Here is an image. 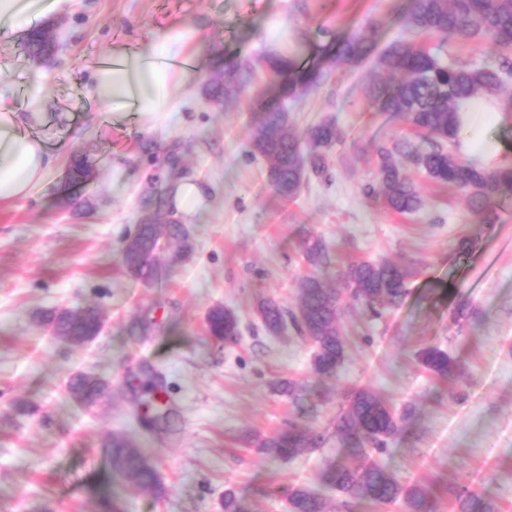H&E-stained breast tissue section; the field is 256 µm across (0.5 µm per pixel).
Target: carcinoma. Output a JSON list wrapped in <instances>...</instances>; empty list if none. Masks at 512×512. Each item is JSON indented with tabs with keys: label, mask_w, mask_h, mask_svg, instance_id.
<instances>
[{
	"label": "carcinoma",
	"mask_w": 512,
	"mask_h": 512,
	"mask_svg": "<svg viewBox=\"0 0 512 512\" xmlns=\"http://www.w3.org/2000/svg\"><path fill=\"white\" fill-rule=\"evenodd\" d=\"M401 23L410 39L391 43L375 51L379 23L374 22L366 35L341 44L338 57L356 67L370 58L377 71L399 77L391 83L373 81L367 87L368 106L374 112L401 118L423 138L427 147L417 149L407 139L386 147H376L377 181L364 188L367 196L381 201L398 214L420 210L422 200L415 186L402 174L396 155L410 158L426 175L467 194L472 215L483 222L491 220L499 199L512 195V167L487 168L462 159L454 152L459 137V109L464 101L498 97L512 80V0H409ZM438 37L441 44L453 41L491 39L498 52L475 65L430 51L418 38ZM26 47L30 60L38 65L51 55L45 28L33 30ZM268 67L284 76L278 95L259 103L258 119L253 126L249 154L263 162L266 181L282 199H295L311 177H320L328 166L332 148L341 140L336 119L322 118L306 129L300 138L289 130L288 103L304 99L316 86L327 82L331 69L327 63L306 66L294 58L279 55L266 59ZM252 79L250 64L232 60L224 72L207 84L208 101L218 106L241 93ZM93 177V165L83 155L72 158L68 179L62 185L63 200L73 202L71 190ZM187 241L181 224L155 222L138 225L121 251L125 270L146 283L158 279L161 271L159 240L162 230ZM303 259L315 269L329 265L327 245L319 238L302 246ZM410 269L391 261H356L338 275V287L329 288L317 274L304 276L297 286L298 308L293 312L271 298L257 303L256 311L264 329L278 335L293 326L314 347L311 370L320 379H334L346 357L347 342L341 326L344 299H349L373 315L396 306L407 295ZM57 335L81 344L96 335L99 317L94 313H63L50 318ZM206 330L217 342L233 344L241 336L238 315L220 305L207 314ZM421 363L444 379L460 372L458 362L442 347L429 344L419 353ZM71 397L83 405L98 402L107 386L99 378L81 375L69 383ZM404 417L378 395L366 388L356 390L348 399L344 413L336 421V439L347 455L357 461L344 462L333 469L329 489L336 498L302 485L288 488L289 512H350L356 501L375 505L400 503L404 512H428L429 492L420 485L404 486L385 467L371 460L373 454L387 451L389 440L401 429ZM320 437L295 424L284 434L263 439L259 447L269 455L292 457L302 448L317 446ZM113 470L133 487L148 489L162 496L154 462L123 434H115L109 444ZM459 512H493L482 494L457 496Z\"/></svg>",
	"instance_id": "cac0c4a2"
}]
</instances>
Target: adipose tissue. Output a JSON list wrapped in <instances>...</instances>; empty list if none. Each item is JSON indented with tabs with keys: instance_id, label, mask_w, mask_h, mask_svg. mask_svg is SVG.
<instances>
[{
	"instance_id": "adipose-tissue-1",
	"label": "adipose tissue",
	"mask_w": 512,
	"mask_h": 512,
	"mask_svg": "<svg viewBox=\"0 0 512 512\" xmlns=\"http://www.w3.org/2000/svg\"><path fill=\"white\" fill-rule=\"evenodd\" d=\"M182 35L146 44L136 52L124 53L123 63L98 67L92 93L99 102L120 99L132 104L141 115L166 112L180 88L198 73V64L179 65ZM497 101L465 102L461 108L460 148L476 157L494 154L492 145L480 142L474 131L500 119ZM38 112L0 110V200L21 199L42 184L55 166V157L41 138L24 133L36 123Z\"/></svg>"
}]
</instances>
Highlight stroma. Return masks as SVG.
I'll return each mask as SVG.
<instances>
[{"mask_svg": "<svg viewBox=\"0 0 512 512\" xmlns=\"http://www.w3.org/2000/svg\"><path fill=\"white\" fill-rule=\"evenodd\" d=\"M406 0H62L22 28L0 27V103L18 112L40 99L37 132L56 165L21 200L0 201V512H224L233 491L245 512H287L286 492H326L325 473L340 458L336 418L352 391L366 388L397 413H409L378 461L406 486L428 488L434 512H454L449 490L476 489L495 512H512V199L493 223L476 220L463 192L442 188L399 158L423 200L398 215L367 198L375 146L406 133L400 118L369 111L370 65L336 62V43L381 20L379 46L403 35ZM53 24L57 49L34 66L24 39ZM330 28L335 42L320 34ZM186 33L185 52H200L198 78L170 111L142 118L122 100L89 93L113 50L135 51L155 38ZM272 51L299 63L334 61L329 82L290 104L291 126L335 118L345 133L322 177L284 201L247 154L255 99L278 77L263 65ZM258 68L245 92L225 107L205 97L208 79L231 60ZM92 161L94 177L75 203L58 192L73 152ZM189 179L204 192L182 217L190 252L160 238L171 261L150 286L126 273L120 255L149 207L174 209L171 188ZM329 246L334 270L353 261L409 266V294L381 318L348 309L350 347L338 380L320 399L296 405L280 382L310 378L314 347L286 331L267 333L257 299L297 307V285L311 269L299 257L309 235ZM216 305L241 319L238 343L206 334ZM97 308L103 332L74 345L39 320L49 311ZM467 316L457 319L458 309ZM152 332L132 335L135 323ZM436 343L460 360L443 381L418 360ZM161 378L167 424L135 418L144 372ZM77 374L103 379L97 404L71 400ZM308 427L317 447L293 458L265 455L259 440ZM128 435L156 464L162 497L116 476L107 446Z\"/></svg>", "mask_w": 512, "mask_h": 512, "instance_id": "1", "label": "stroma"}]
</instances>
